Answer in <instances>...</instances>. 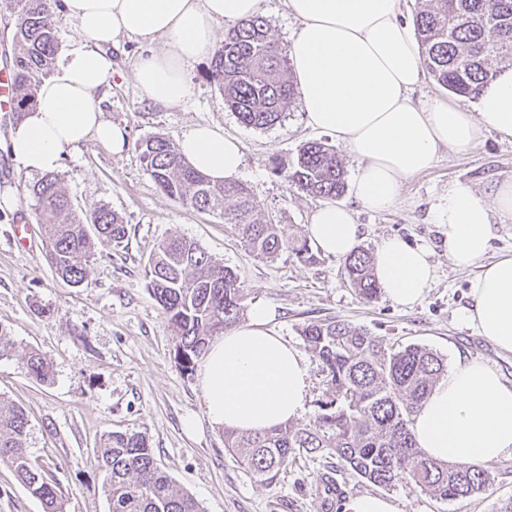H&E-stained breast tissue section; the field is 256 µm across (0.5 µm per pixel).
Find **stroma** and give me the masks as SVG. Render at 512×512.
<instances>
[{
  "mask_svg": "<svg viewBox=\"0 0 512 512\" xmlns=\"http://www.w3.org/2000/svg\"><path fill=\"white\" fill-rule=\"evenodd\" d=\"M139 51L137 41L121 40L112 52V83L97 95L105 118L126 132L122 152L90 141L69 150L58 171L77 212L105 205L127 227L121 246L97 247L88 286H72L48 265L43 219L27 194L37 177L0 152V194L15 199L13 209H0V328L16 344L0 356V398L26 413L24 451L60 478L65 512H108L105 475L93 451L103 434L115 431L145 433L176 486L193 495L205 512H340L344 500L374 492V485L350 470L332 469L329 458L306 454L272 483H260L225 452L223 429L212 427L205 416L197 375L184 373L174 358L175 338L147 286L150 254L171 236L196 241L213 260L237 273L246 289L245 308L266 305L273 313V331L299 351L307 349L300 335L305 323L336 318L389 344L426 346L449 363L460 354L485 360L512 382V353L497 351L464 318L477 271L451 265L434 211L449 185H463L486 199L498 183L512 179V142L490 132L468 152L441 149L432 166L406 180L399 200L383 211L355 207L351 194L341 196L342 204L355 208L361 247L376 251L383 238L396 235L427 246L436 267L435 281L417 305L400 307L383 294L368 303L347 283L342 259L322 255L308 264L287 250L272 259L255 256L220 216L184 207L163 194L136 148L155 134L178 139L198 123L221 128L241 144L238 180L262 213L287 225L289 234L304 237L323 201L290 189L273 173V164L293 163L305 143L332 145L335 137L308 126L298 103L271 128L245 126L205 79L206 58L189 70V109L154 106L131 78ZM16 224L30 225L27 243L13 239ZM32 349L51 361L50 383L27 375L22 357ZM190 418L196 422L191 430L185 425ZM330 469L337 492L329 498L319 478ZM490 471L492 484L470 497L446 502L405 484L389 495L400 512H499L502 502L512 498V459ZM0 512H43L41 502L1 465Z\"/></svg>",
  "mask_w": 512,
  "mask_h": 512,
  "instance_id": "35a3bbf8",
  "label": "stroma"
}]
</instances>
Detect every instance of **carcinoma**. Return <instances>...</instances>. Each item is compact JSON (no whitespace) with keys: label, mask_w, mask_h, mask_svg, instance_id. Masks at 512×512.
Returning a JSON list of instances; mask_svg holds the SVG:
<instances>
[{"label":"carcinoma","mask_w":512,"mask_h":512,"mask_svg":"<svg viewBox=\"0 0 512 512\" xmlns=\"http://www.w3.org/2000/svg\"><path fill=\"white\" fill-rule=\"evenodd\" d=\"M59 0H0V22L10 28L12 52L5 66L12 75L13 121L37 102L58 51L54 9ZM424 69L451 94L475 99L496 77L493 62L512 60V0H427L414 20ZM287 53L259 16L224 31L213 54L209 79L241 123L267 129L281 122L298 93L288 74ZM146 171L157 188L185 207L213 212L234 226L258 257L283 250L305 262L316 261L305 239L288 234L263 214L247 187L236 181L215 182L187 164L170 139L154 135L139 143ZM288 186L335 200L345 190V170L336 149L323 142L304 144L295 163L274 166ZM35 211L44 224L46 261L75 286L88 282L95 243L120 246L127 234L122 217L105 205L85 216L77 213L53 173L31 188ZM345 277L360 298L371 302L380 286L374 258L356 248L344 262ZM148 287L177 342L174 358L192 373L214 337L239 322L245 289L233 270L217 263L196 242L169 237L160 242L146 270ZM317 357L326 382L325 399L303 426L284 423L256 432L224 430V448L236 455L262 483L273 481L296 453L326 454L367 482L391 489L414 484L441 500L470 496L491 484L482 465L443 463L425 457L410 425L448 365L425 346L394 347L361 328L329 318L300 330ZM28 376L47 383L50 363L32 349L22 357ZM28 418L15 404L0 399V464L11 468L44 512H64L60 483L23 452ZM106 474L109 512H204L190 494L176 487L160 468L149 439L142 433L112 432L94 453Z\"/></svg>","instance_id":"carcinoma-1"}]
</instances>
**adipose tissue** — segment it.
<instances>
[{
    "label": "adipose tissue",
    "mask_w": 512,
    "mask_h": 512,
    "mask_svg": "<svg viewBox=\"0 0 512 512\" xmlns=\"http://www.w3.org/2000/svg\"><path fill=\"white\" fill-rule=\"evenodd\" d=\"M259 0H62L74 26L69 47L36 106L15 124L1 150L26 172L56 171L63 153L93 140L121 151L124 131L105 119L95 95L112 81V49L120 38L143 46L132 77L165 108L192 105L190 65L214 53L220 26L251 18ZM299 23L289 45L293 80L309 126L333 133L356 159L357 205L386 209L405 180L434 162L441 148L464 153L488 132L512 140V66H504L464 108L444 101L415 105L424 78L412 26L399 0H283ZM178 151L211 179L234 178L242 164L236 139L210 125L182 133ZM512 216V180L491 200L452 185L436 208L452 265L480 272L465 314L495 348L512 352V255L488 260L493 214ZM310 240L324 254L344 257L360 240L352 208L324 205L312 214ZM375 272L387 297L419 303L435 280L431 252L383 238ZM269 311L254 307L246 323L210 342L199 370L207 418L215 427L259 431L299 418L309 401L310 375L302 353L274 335ZM429 458L491 466L512 458V384L487 362L458 357L412 422Z\"/></svg>",
    "instance_id": "1"
}]
</instances>
